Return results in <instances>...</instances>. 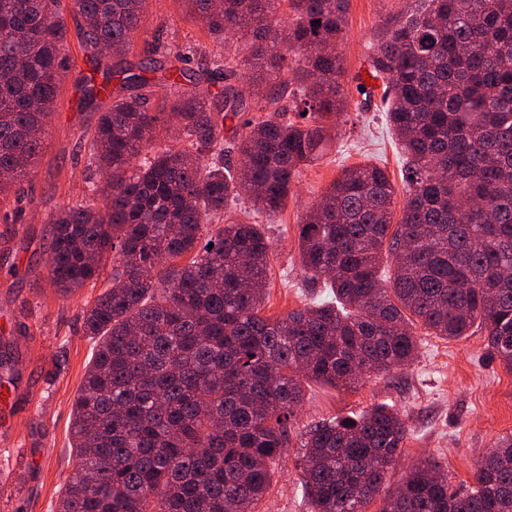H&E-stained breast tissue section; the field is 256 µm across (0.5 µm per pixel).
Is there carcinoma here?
<instances>
[{
	"instance_id": "obj_1",
	"label": "carcinoma",
	"mask_w": 512,
	"mask_h": 512,
	"mask_svg": "<svg viewBox=\"0 0 512 512\" xmlns=\"http://www.w3.org/2000/svg\"><path fill=\"white\" fill-rule=\"evenodd\" d=\"M69 2L0 0V202L43 150L72 60L64 12L104 75L78 79L79 104L112 100L84 136L87 166L106 182L50 217L47 272L61 294L112 263V285L84 320L96 347L56 512H254L304 382L348 388L410 366L416 325L448 339L477 328L512 370V0H423L371 45L406 156L400 219L384 169L343 168L298 233L308 284L332 298L275 319L263 314L270 243L260 225L227 224L197 245L231 196L279 211L323 154L344 108L336 42L350 0H287L286 23L278 0H185L221 48L217 90L185 85L196 47L155 45L148 67L124 60L145 0ZM244 38L240 60L231 50ZM290 69L296 83H271ZM115 79L132 94L113 96ZM173 128L185 144H158ZM234 151L232 169L224 156ZM407 432L383 405L311 427L296 462L311 512H365L376 500L377 512H512V433L468 484L452 486L426 458L387 490Z\"/></svg>"
}]
</instances>
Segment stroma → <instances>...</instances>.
Returning a JSON list of instances; mask_svg holds the SVG:
<instances>
[{"label":"stroma","instance_id":"stroma-1","mask_svg":"<svg viewBox=\"0 0 512 512\" xmlns=\"http://www.w3.org/2000/svg\"><path fill=\"white\" fill-rule=\"evenodd\" d=\"M416 0H350L344 38L342 82L347 107L336 117L323 156L294 181L276 214L250 201L229 199L228 224H258L270 240L266 314L280 317L309 305L298 243V225L341 169L372 163L402 185L403 156L379 98L360 97L356 77L366 70L367 52L388 25L405 20ZM211 48L203 24L185 0H146L132 62L143 59L147 41ZM71 67L59 84L43 151L33 172L0 203V393H7L5 427H0V512H55L74 473L70 454L72 409L94 343L83 327L85 310L103 283L62 295L47 276L49 219L62 206L81 203L89 171L80 151L84 132L94 131L100 109L78 105L75 82L87 65L72 47ZM417 360L350 389L308 383L290 429V464L276 468L255 512H310L299 469L292 459L303 433L314 423L355 417L377 404L399 411L408 427L401 458L389 475L397 483L422 456L434 458L452 483L469 480L475 461L499 436L512 432V372L487 348L481 331L443 339L416 328Z\"/></svg>","mask_w":512,"mask_h":512}]
</instances>
